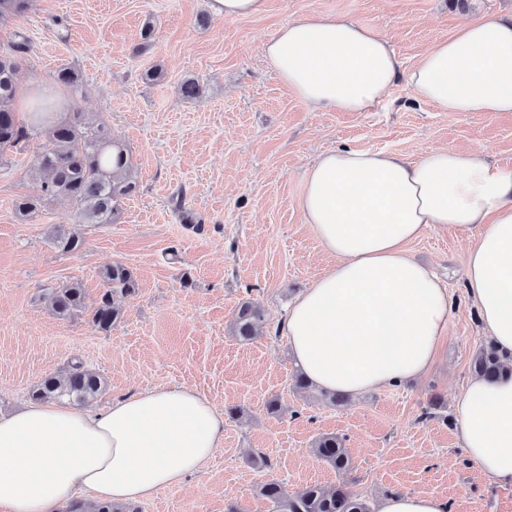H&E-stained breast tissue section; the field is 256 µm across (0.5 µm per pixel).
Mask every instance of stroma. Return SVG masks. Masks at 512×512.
Masks as SVG:
<instances>
[{
	"label": "stroma",
	"instance_id": "obj_1",
	"mask_svg": "<svg viewBox=\"0 0 512 512\" xmlns=\"http://www.w3.org/2000/svg\"><path fill=\"white\" fill-rule=\"evenodd\" d=\"M310 14L351 17L385 34L406 71L462 22L512 20V0H469L465 9L455 0H268L264 15L236 20L212 14L208 0H32L24 16L0 24V51L18 31L30 43L18 94L40 89L65 112L105 121L130 148L139 182L116 223L75 225L63 198L25 221L15 203L36 187L44 129L0 166V413L31 403L42 377L77 362L105 381L87 403L94 410L159 386L200 391L224 416V444L200 473L140 502L141 512H272L259 492L271 480L289 495L343 485L374 503L388 492L427 491L451 512H512V486L486 480L460 444L454 401L487 335L465 292L469 242L453 229L431 226L410 247L452 302L423 378L345 405L293 386L284 309L327 265L299 207L320 154L371 147L413 160L444 146L476 148L490 165L512 168V112H444L402 78L368 112L315 111L287 92L262 46ZM63 66L80 74L78 92L57 82ZM154 66L162 79L145 80ZM188 78L200 98L181 96ZM59 229L77 230L80 248H55ZM110 261L137 280L112 329L99 331L85 311L58 317L52 290L77 282L94 304ZM245 301L266 315L250 342L233 334ZM273 399L280 412L268 411ZM324 434L343 439L348 469L314 453Z\"/></svg>",
	"mask_w": 512,
	"mask_h": 512
}]
</instances>
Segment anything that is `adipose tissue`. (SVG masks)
<instances>
[{
  "mask_svg": "<svg viewBox=\"0 0 512 512\" xmlns=\"http://www.w3.org/2000/svg\"><path fill=\"white\" fill-rule=\"evenodd\" d=\"M263 52L284 88L320 111H369L402 76L444 112H512V21L464 24L406 73L384 35L349 17L290 20ZM300 208L332 259L284 322L314 387L353 399L430 371L448 329V291L409 246L433 224L472 238L466 293L512 360V168H490L477 149L414 160L328 151L306 172ZM455 408L467 459L512 486V373L473 377ZM223 442V417L187 386L141 390L101 412L33 403L0 416V512H67L81 490L96 502L146 500L200 472ZM376 510L448 512V502L395 492Z\"/></svg>",
  "mask_w": 512,
  "mask_h": 512,
  "instance_id": "1",
  "label": "adipose tissue"
}]
</instances>
